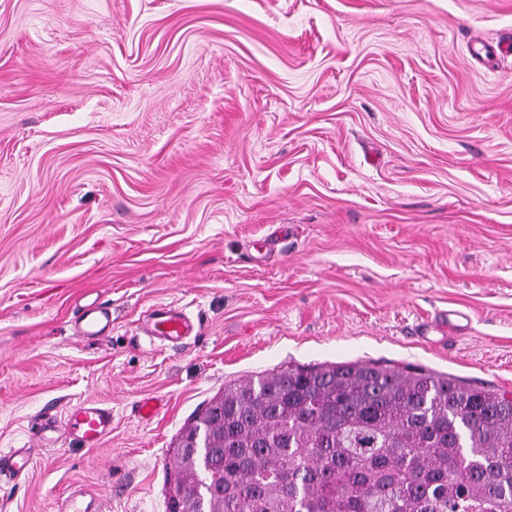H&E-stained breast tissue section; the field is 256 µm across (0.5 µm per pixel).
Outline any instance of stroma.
Masks as SVG:
<instances>
[{
	"label": "stroma",
	"instance_id": "1",
	"mask_svg": "<svg viewBox=\"0 0 512 512\" xmlns=\"http://www.w3.org/2000/svg\"><path fill=\"white\" fill-rule=\"evenodd\" d=\"M511 39L512 0H0V512H167L195 414L290 365L512 393ZM85 399L100 447L42 438ZM144 331L154 341L176 344L195 333L196 322L182 307L156 303L148 310ZM111 328L112 316L108 309L93 305L85 307L75 323L76 334L88 340L101 339ZM33 464V456L29 448H12L8 452H0V479L2 476L20 477L28 475Z\"/></svg>",
	"mask_w": 512,
	"mask_h": 512
}]
</instances>
